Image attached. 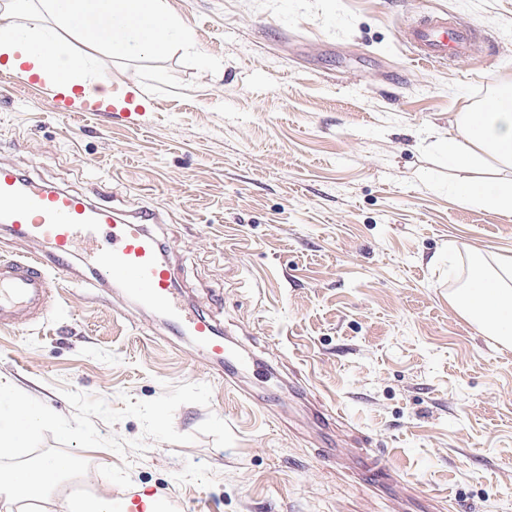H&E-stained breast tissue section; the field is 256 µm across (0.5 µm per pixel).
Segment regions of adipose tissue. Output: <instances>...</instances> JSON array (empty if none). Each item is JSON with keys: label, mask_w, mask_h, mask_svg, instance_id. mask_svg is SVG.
Wrapping results in <instances>:
<instances>
[{"label": "adipose tissue", "mask_w": 512, "mask_h": 512, "mask_svg": "<svg viewBox=\"0 0 512 512\" xmlns=\"http://www.w3.org/2000/svg\"><path fill=\"white\" fill-rule=\"evenodd\" d=\"M42 12L30 15L19 28L0 25V61L6 67L27 69L52 86H87V57L74 55L57 34L66 29L97 39L115 55L164 57L193 49L194 43L172 16L166 0H41ZM133 19L132 27L115 25L116 17ZM457 130L449 134L444 152L450 165L467 168L480 163L495 172L494 178L464 181L453 189L465 203L512 216V90L504 89L477 112H463ZM451 304L486 335L512 346V261L495 270L475 265L472 277L450 298ZM63 458L45 457L28 466L0 473V512L12 503L50 491L71 471Z\"/></svg>", "instance_id": "1"}]
</instances>
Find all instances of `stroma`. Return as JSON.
Returning <instances> with one entry per match:
<instances>
[{
  "label": "stroma",
  "instance_id": "35a3bbf8",
  "mask_svg": "<svg viewBox=\"0 0 512 512\" xmlns=\"http://www.w3.org/2000/svg\"><path fill=\"white\" fill-rule=\"evenodd\" d=\"M195 47L155 59L94 51L92 77L132 118L54 111L38 77L0 68V164L150 230L186 304L233 351L224 369L122 288L51 271L40 322L0 330V381L69 416L64 390L122 408L165 385L188 445L81 450L65 500L156 497L160 512H512V348L450 303L475 256L512 258V217L460 203L483 176L448 164L458 113L512 83V0H167ZM450 12L467 56L418 63L407 34ZM226 421L232 447L197 430ZM381 449L399 474L352 462Z\"/></svg>",
  "mask_w": 512,
  "mask_h": 512
}]
</instances>
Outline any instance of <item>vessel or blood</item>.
<instances>
[{
	"mask_svg": "<svg viewBox=\"0 0 512 512\" xmlns=\"http://www.w3.org/2000/svg\"><path fill=\"white\" fill-rule=\"evenodd\" d=\"M473 28L452 16H425L410 32L418 61L451 64L466 55ZM56 111L99 112V97H72L56 92ZM154 210L123 215L93 204L87 197L61 189L36 187L13 167L0 164V225L19 239L45 242L50 258L31 254L0 259V327L30 325L44 319L53 299L47 262L61 271L71 266L75 251L96 280L118 284L140 304L164 313L172 327L195 337L202 352L223 359L228 350L209 319L182 305L171 265L159 255V242L148 227L157 223Z\"/></svg>",
	"mask_w": 512,
	"mask_h": 512,
	"instance_id": "b4317fda",
	"label": "vessel or blood"
}]
</instances>
